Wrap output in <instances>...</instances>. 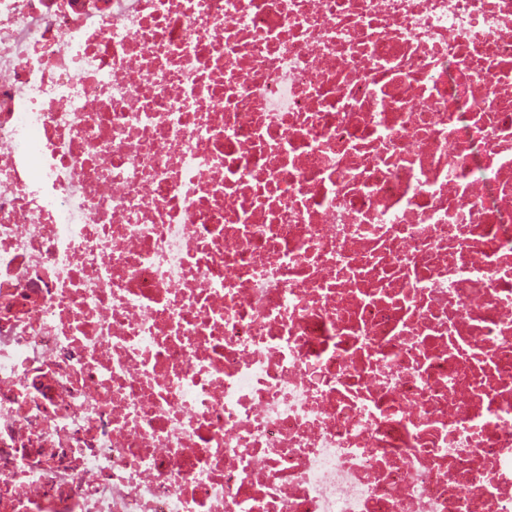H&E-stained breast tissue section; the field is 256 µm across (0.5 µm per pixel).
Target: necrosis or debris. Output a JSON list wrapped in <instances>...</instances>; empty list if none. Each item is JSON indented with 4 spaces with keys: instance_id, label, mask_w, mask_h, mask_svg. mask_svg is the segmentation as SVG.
Wrapping results in <instances>:
<instances>
[{
    "instance_id": "4bbe7bcc",
    "label": "necrosis or debris",
    "mask_w": 512,
    "mask_h": 512,
    "mask_svg": "<svg viewBox=\"0 0 512 512\" xmlns=\"http://www.w3.org/2000/svg\"><path fill=\"white\" fill-rule=\"evenodd\" d=\"M0 512H512V0H0Z\"/></svg>"
}]
</instances>
